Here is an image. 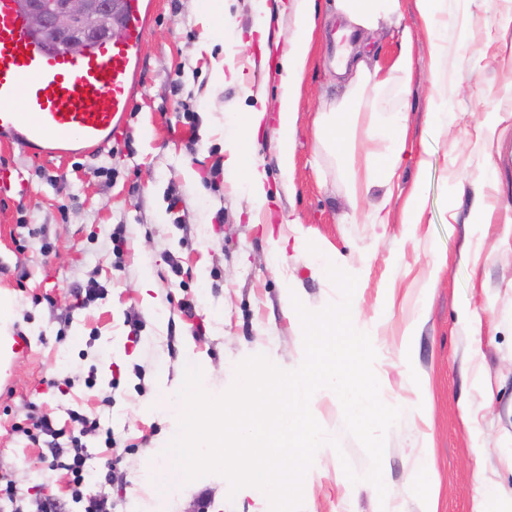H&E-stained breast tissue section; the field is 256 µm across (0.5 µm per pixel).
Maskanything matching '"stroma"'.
<instances>
[{"label":"stroma","instance_id":"obj_1","mask_svg":"<svg viewBox=\"0 0 512 512\" xmlns=\"http://www.w3.org/2000/svg\"><path fill=\"white\" fill-rule=\"evenodd\" d=\"M149 16L134 78L137 93L119 136L103 150L35 157L0 146V168L13 176L0 190V292L12 302L7 332L24 336L27 355L0 382V476L20 505L42 498L55 512H80L63 471L52 469V446L69 447L70 411L100 416L115 446L99 432L81 438L97 475L85 492L108 500L112 512H133L151 494L138 481L155 449L172 438L174 422L151 406L177 394L182 360L210 364L209 386L227 392L239 362L257 355L285 371L304 360L302 326L284 312L286 281L267 267L269 234H287L281 218L295 213L305 239L288 251L296 294L318 312L339 290L310 276L320 253L336 256L355 276L353 299L374 325L376 375L386 402L401 408L386 437V495L365 482L370 462L344 425L341 403L325 392L312 414L335 438L316 456V476L301 489V512H377L387 499L420 512L412 461L435 457L437 512H512V27L501 14L512 0H452L458 27L448 37L440 75L428 67L431 45L416 0H401L398 17L361 46L368 67L389 68L403 35L411 37L408 93L390 85L370 97L358 116L408 112L407 151L394 181L387 224L351 220L338 161L318 149L315 113L343 92L331 65V26L316 30L312 61L298 101L297 142L289 185L280 183L272 129L280 60L293 16L276 11L266 47L249 42L250 0H224L226 35L241 37L234 65L242 82L215 86L211 56L193 47L208 34L194 0H148ZM447 88L448 128L433 133L429 100ZM263 110L267 125L255 142L276 196L268 222L253 223L239 177L225 169L224 138L235 113ZM429 167L418 172L421 149ZM421 179L422 223L402 221L404 200ZM483 196L490 223L474 227ZM124 228L114 250L112 232ZM447 265L433 274V255ZM152 275L162 308L144 315L141 282ZM97 282L98 299L74 308V293ZM415 336L408 354L406 329ZM49 417L62 435L32 441L18 425ZM350 462L358 482L342 464ZM507 495L481 502L484 485ZM262 492L231 491L228 479L207 474L165 495V512H269Z\"/></svg>","mask_w":512,"mask_h":512}]
</instances>
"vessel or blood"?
Wrapping results in <instances>:
<instances>
[{
	"instance_id": "b4317fda",
	"label": "vessel or blood",
	"mask_w": 512,
	"mask_h": 512,
	"mask_svg": "<svg viewBox=\"0 0 512 512\" xmlns=\"http://www.w3.org/2000/svg\"><path fill=\"white\" fill-rule=\"evenodd\" d=\"M121 39L98 40L79 56L44 44L18 0H0V143L37 152L54 142L103 148L130 110L143 40L142 0H126Z\"/></svg>"
}]
</instances>
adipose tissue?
Here are the masks:
<instances>
[{
	"label": "adipose tissue",
	"mask_w": 512,
	"mask_h": 512,
	"mask_svg": "<svg viewBox=\"0 0 512 512\" xmlns=\"http://www.w3.org/2000/svg\"><path fill=\"white\" fill-rule=\"evenodd\" d=\"M417 3L422 27L433 47L431 68L437 71L443 63V45L448 41V0H417ZM334 4L338 21L365 30L377 29L381 22L391 20L400 12V0H334ZM292 10L296 23L282 58L281 93L273 130L275 147L285 165L295 150L297 90L312 50L315 0H297ZM339 67L349 70L351 77L342 97L328 109L318 112L315 134L320 144L352 166L356 163V128L352 121L361 110L362 100L366 93L378 92L393 78L401 87H409L413 68L411 47L409 42H402L391 71L386 75L368 70L358 62L350 65L343 61ZM264 120L265 115L260 111L241 113L239 136L224 142V164L242 173L252 217L256 220L268 213L271 201L267 172L251 155V147ZM366 139L372 148L366 153L364 176L349 177L351 199L357 203L374 188L383 189L384 199H391L390 187L406 149L404 113H388L367 129Z\"/></svg>",
	"instance_id": "1"
}]
</instances>
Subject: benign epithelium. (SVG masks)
I'll return each mask as SVG.
<instances>
[{"mask_svg": "<svg viewBox=\"0 0 512 512\" xmlns=\"http://www.w3.org/2000/svg\"><path fill=\"white\" fill-rule=\"evenodd\" d=\"M29 25L77 56L88 43L123 35L121 0H24Z\"/></svg>", "mask_w": 512, "mask_h": 512, "instance_id": "1", "label": "benign epithelium"}]
</instances>
